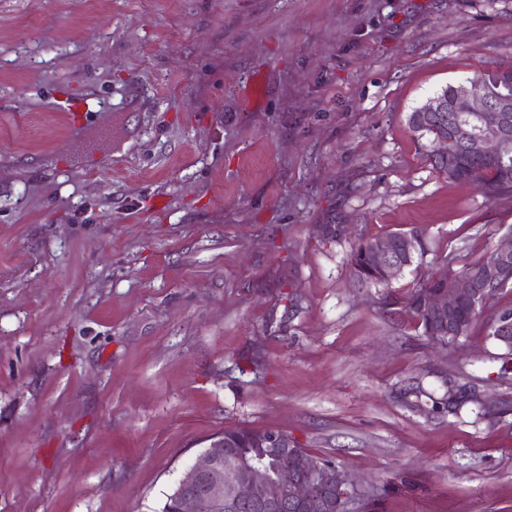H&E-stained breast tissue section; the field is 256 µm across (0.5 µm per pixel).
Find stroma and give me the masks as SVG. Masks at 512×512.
I'll use <instances>...</instances> for the list:
<instances>
[{
    "label": "stroma",
    "instance_id": "35a3bbf8",
    "mask_svg": "<svg viewBox=\"0 0 512 512\" xmlns=\"http://www.w3.org/2000/svg\"><path fill=\"white\" fill-rule=\"evenodd\" d=\"M508 66L512 0H0V512H160L241 426L353 512H512L500 348L382 302L512 238L408 125ZM391 232L426 253L358 282ZM54 96L57 109L64 116L65 121L72 129L78 128L77 124L81 123V118L88 113L89 99L74 97L64 86H59ZM404 236H406L404 233H390L385 237L372 238L359 244L351 254L350 258L351 266L357 279H362L361 271L365 269L364 256L369 248L368 264L374 269L379 279L385 282H391L393 279L397 278L410 265L411 259V263L413 262L412 257H414L413 255L415 252L420 249L422 240L418 237H407L404 239L403 244L399 249L394 247L390 242L384 240H389L395 246H399ZM424 252L425 249L422 244L419 253L422 255ZM366 281L372 285L388 284L385 282L375 281L371 278H366Z\"/></svg>",
    "mask_w": 512,
    "mask_h": 512
}]
</instances>
